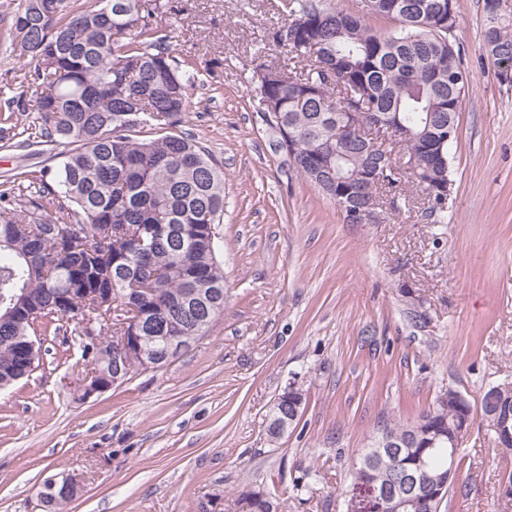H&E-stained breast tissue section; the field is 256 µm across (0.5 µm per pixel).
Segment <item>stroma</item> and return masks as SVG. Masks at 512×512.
Segmentation results:
<instances>
[{
  "mask_svg": "<svg viewBox=\"0 0 512 512\" xmlns=\"http://www.w3.org/2000/svg\"><path fill=\"white\" fill-rule=\"evenodd\" d=\"M160 2L173 56L193 64L191 110L175 130L224 172V315L164 368L83 400L72 336L43 335L41 366L0 391V512H48L41 486L65 475L83 488L67 512H198L211 499L215 512H246L247 485L283 512H346L352 463L381 422H410L450 388L477 412L512 381V84L482 49V0H457L471 84L442 224L404 206L346 223L273 151L253 76L287 59L273 39L280 0ZM32 90L22 59L0 46V109ZM21 141L0 132V186L61 161V146L34 154ZM293 380L304 412L269 442L265 419ZM459 459L441 512H512L496 492L512 451L485 422Z\"/></svg>",
  "mask_w": 512,
  "mask_h": 512,
  "instance_id": "stroma-1",
  "label": "stroma"
}]
</instances>
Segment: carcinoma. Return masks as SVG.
Returning <instances> with one entry per match:
<instances>
[{
	"instance_id": "obj_1",
	"label": "carcinoma",
	"mask_w": 512,
	"mask_h": 512,
	"mask_svg": "<svg viewBox=\"0 0 512 512\" xmlns=\"http://www.w3.org/2000/svg\"><path fill=\"white\" fill-rule=\"evenodd\" d=\"M361 0L351 13L325 0H281L287 17L276 39L288 47V63L260 64L258 113L275 134L274 151L326 199L336 178L367 174L363 204L374 199L397 207L401 187L427 198L424 217L445 223L451 148L469 91L461 68L448 76L456 52L457 0ZM483 0L482 46L498 68L512 66V11L495 12ZM160 0H13L11 24L0 41L33 67L41 92L13 101L35 132L26 146L64 144L68 150L48 182V172L17 174V188L0 191V387L30 376L41 346L22 344L52 324H72L89 372L112 373L111 342L84 339L85 317L96 320L116 297L153 288L143 330V350L161 347L172 334L206 335L192 307L168 302L201 289L224 291L217 259L218 224L224 214V173L188 135L166 132L189 111L190 62L173 57L157 18ZM390 25L379 29L375 19ZM370 113L380 126L356 136L351 123ZM350 144L339 148L338 130ZM416 160L407 173L401 160ZM28 190L18 208L15 190ZM441 393L410 423L384 425L371 440L400 436L395 458L352 469V484L384 487L396 473L422 471L418 508L440 512L458 470L448 436L470 402ZM306 404L302 387L284 388L273 400L265 427L276 442L296 426ZM512 410V382L496 397L483 395L482 419L503 442L501 418ZM249 512H278L280 504L258 489L242 492Z\"/></svg>"
}]
</instances>
